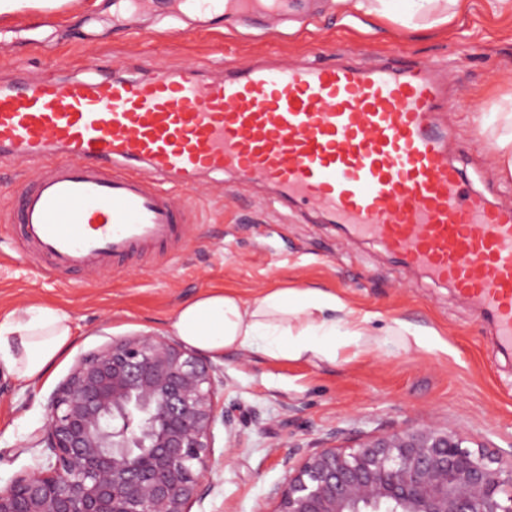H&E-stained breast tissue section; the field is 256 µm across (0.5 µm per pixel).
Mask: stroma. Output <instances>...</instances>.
I'll list each match as a JSON object with an SVG mask.
<instances>
[{"mask_svg":"<svg viewBox=\"0 0 512 512\" xmlns=\"http://www.w3.org/2000/svg\"><path fill=\"white\" fill-rule=\"evenodd\" d=\"M163 9V0H150L123 28L112 24V0H69L0 21V83L68 78L91 62L145 75L194 63L219 77L232 64H303L345 46L366 65L395 51L436 67L459 94L465 109L437 113L459 134L450 156L476 189L512 202V180L500 176L488 151L512 130V13L493 12L488 0H461L447 23L413 28L342 11L334 0H306L285 18L245 14L187 35L184 22L162 18ZM34 175L27 163L0 157V314L33 302L55 306L70 314L76 336L37 382L0 377V486L36 465L40 452L31 443L46 425L47 399L80 354L115 338L164 333L181 302L210 288L247 300L274 287L325 288L370 314L376 338L340 348L332 363L225 355L224 404L234 410L237 437L215 427L210 491L191 512H273L295 447L348 446L431 424L512 451V358L498 353L492 325L475 303L374 239L324 223L316 212L280 208L268 187L205 175L176 194L190 219L179 261L133 259L102 277H48L30 255L18 254L9 221L16 190ZM398 320L422 332L423 344L393 334Z\"/></svg>","mask_w":512,"mask_h":512,"instance_id":"stroma-1","label":"stroma"}]
</instances>
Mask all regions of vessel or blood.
<instances>
[{
	"instance_id": "b4317fda",
	"label": "vessel or blood",
	"mask_w": 512,
	"mask_h": 512,
	"mask_svg": "<svg viewBox=\"0 0 512 512\" xmlns=\"http://www.w3.org/2000/svg\"><path fill=\"white\" fill-rule=\"evenodd\" d=\"M204 19L279 15L299 0H175ZM432 68L317 60L275 70L196 65L148 76L44 78L0 85V154L36 176L14 202L20 243L52 276L104 274L128 260L179 258L184 208L174 187L241 174L284 206L324 210L493 321L512 351V206L491 205L448 157Z\"/></svg>"
}]
</instances>
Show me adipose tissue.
Listing matches in <instances>:
<instances>
[{
    "label": "adipose tissue",
    "instance_id": "1",
    "mask_svg": "<svg viewBox=\"0 0 512 512\" xmlns=\"http://www.w3.org/2000/svg\"><path fill=\"white\" fill-rule=\"evenodd\" d=\"M340 9L399 17L410 24L460 0H336ZM369 315L322 288H270L250 301L224 289L183 302L170 318L171 333L185 344L223 359L245 352L268 361L314 356L336 358V342L370 343ZM75 336L68 312L32 304L0 315V371L21 382L43 377Z\"/></svg>",
    "mask_w": 512,
    "mask_h": 512
}]
</instances>
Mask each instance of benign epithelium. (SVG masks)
Returning a JSON list of instances; mask_svg holds the SVG:
<instances>
[{"instance_id": "benign-epithelium-1", "label": "benign epithelium", "mask_w": 512, "mask_h": 512, "mask_svg": "<svg viewBox=\"0 0 512 512\" xmlns=\"http://www.w3.org/2000/svg\"><path fill=\"white\" fill-rule=\"evenodd\" d=\"M224 367L159 334L82 355L48 398L37 467L0 486V512H191L236 437ZM434 425L313 451L273 512H512V453Z\"/></svg>"}]
</instances>
